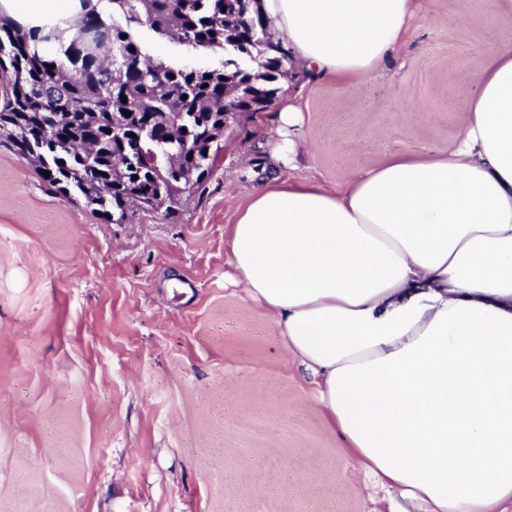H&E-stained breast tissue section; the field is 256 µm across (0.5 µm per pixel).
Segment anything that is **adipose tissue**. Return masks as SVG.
Returning <instances> with one entry per match:
<instances>
[{"mask_svg": "<svg viewBox=\"0 0 512 512\" xmlns=\"http://www.w3.org/2000/svg\"><path fill=\"white\" fill-rule=\"evenodd\" d=\"M416 0H262L275 39L339 84L396 55ZM450 146L340 186L282 178L300 105L282 101L271 171L229 234L235 283L277 324L349 461L399 512L512 505V47L477 78Z\"/></svg>", "mask_w": 512, "mask_h": 512, "instance_id": "adipose-tissue-1", "label": "adipose tissue"}]
</instances>
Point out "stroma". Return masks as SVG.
<instances>
[{"mask_svg": "<svg viewBox=\"0 0 512 512\" xmlns=\"http://www.w3.org/2000/svg\"><path fill=\"white\" fill-rule=\"evenodd\" d=\"M418 4L365 79L280 80L172 217L106 222L0 142V512H391L397 493L350 463L276 323L228 280V238L269 173L279 100L300 103L308 149L287 178L336 186L451 144L512 9ZM141 39L169 62L224 58Z\"/></svg>", "mask_w": 512, "mask_h": 512, "instance_id": "35a3bbf8", "label": "stroma"}]
</instances>
